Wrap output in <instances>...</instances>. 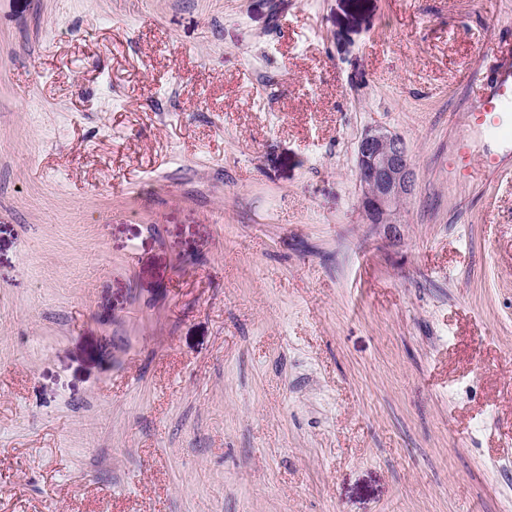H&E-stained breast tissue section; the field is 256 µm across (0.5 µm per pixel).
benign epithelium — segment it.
I'll use <instances>...</instances> for the list:
<instances>
[{
  "instance_id": "7a95c632",
  "label": "benign epithelium",
  "mask_w": 512,
  "mask_h": 512,
  "mask_svg": "<svg viewBox=\"0 0 512 512\" xmlns=\"http://www.w3.org/2000/svg\"><path fill=\"white\" fill-rule=\"evenodd\" d=\"M360 207L369 223L389 227L416 185V172L403 137L383 126L364 131L356 144Z\"/></svg>"
}]
</instances>
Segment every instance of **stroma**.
I'll use <instances>...</instances> for the list:
<instances>
[{
  "instance_id": "obj_1",
  "label": "stroma",
  "mask_w": 512,
  "mask_h": 512,
  "mask_svg": "<svg viewBox=\"0 0 512 512\" xmlns=\"http://www.w3.org/2000/svg\"><path fill=\"white\" fill-rule=\"evenodd\" d=\"M508 65L512 0H0V512H512ZM512 97V71H507L482 95L477 112H470L471 124L485 125L489 134L512 144V115L501 112L502 103ZM360 207L371 224H400L398 214L416 185V172L403 137L383 126L364 131L356 144Z\"/></svg>"
}]
</instances>
